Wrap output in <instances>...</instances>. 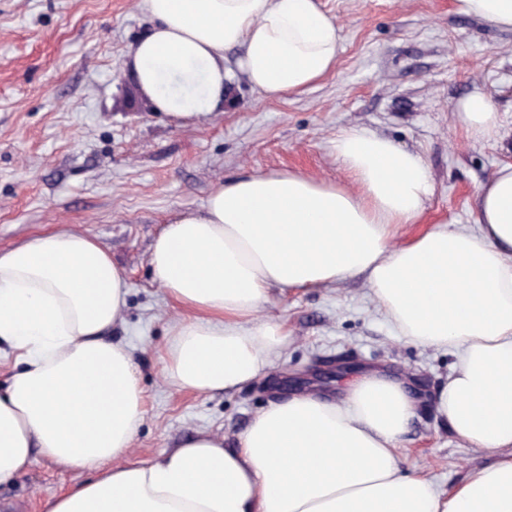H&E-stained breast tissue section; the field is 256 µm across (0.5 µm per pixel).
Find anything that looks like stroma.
Returning <instances> with one entry per match:
<instances>
[{
    "mask_svg": "<svg viewBox=\"0 0 512 512\" xmlns=\"http://www.w3.org/2000/svg\"><path fill=\"white\" fill-rule=\"evenodd\" d=\"M318 2L341 27L332 73L274 97L246 82L229 51L223 112L177 126L121 104L127 55L151 25L139 0H0V250L66 225L92 235L125 270L127 306L111 338L132 351L145 401L129 460L176 448L199 430L234 437L269 402L295 392L291 376L355 360L405 381L417 397L398 453L444 491L484 460L431 406L453 356L398 336L362 279L273 290L263 315L286 321L290 336L255 383L180 393L156 358L176 311L153 279L151 245L163 224L202 210L224 179L293 170L336 182L344 177L337 133L375 131L421 154L433 176L423 220L402 229L405 241L437 224H474L478 186L512 163V30L460 13L457 0ZM474 92L488 93L501 117L495 139H474L453 122L456 102ZM88 477L35 456L0 483V512H43L48 498Z\"/></svg>",
    "mask_w": 512,
    "mask_h": 512,
    "instance_id": "stroma-1",
    "label": "stroma"
}]
</instances>
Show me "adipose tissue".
<instances>
[{
	"label": "adipose tissue",
	"mask_w": 512,
	"mask_h": 512,
	"mask_svg": "<svg viewBox=\"0 0 512 512\" xmlns=\"http://www.w3.org/2000/svg\"><path fill=\"white\" fill-rule=\"evenodd\" d=\"M153 24L126 66L152 111L186 124L230 93L226 50L272 96L302 92L336 67L337 20L315 0H143ZM454 122L495 137L489 95L461 98ZM345 173L295 171L224 180L199 212L164 225L149 264L181 310L159 355L173 388L208 395L266 375L288 344L263 317L271 288H324L364 276L400 336L452 352L436 412L489 459L448 493L404 472L396 446L413 414L405 386L379 374L334 401L270 403L234 440L201 431L127 462L143 419L130 351L109 334L128 294L124 270L67 227L0 251V341L16 366L0 392V482L34 454L92 471L45 512H512V164L477 189L476 229L438 224L409 241L434 191L418 153L365 129L337 133Z\"/></svg>",
	"instance_id": "ef3b65f1"
}]
</instances>
